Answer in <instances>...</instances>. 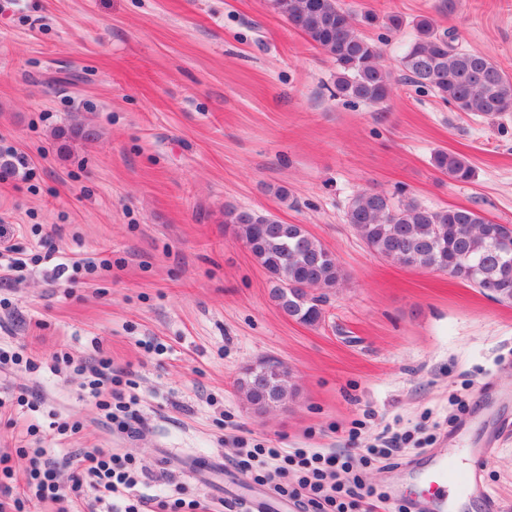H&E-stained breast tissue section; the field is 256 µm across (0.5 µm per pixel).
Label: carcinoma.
<instances>
[{
  "label": "carcinoma",
  "instance_id": "1",
  "mask_svg": "<svg viewBox=\"0 0 512 512\" xmlns=\"http://www.w3.org/2000/svg\"><path fill=\"white\" fill-rule=\"evenodd\" d=\"M270 7L302 32L311 45L336 65V96L369 105L384 103L391 92V72L377 45L360 33L372 21L340 0H269ZM415 39L400 58L404 78L431 91L458 112L494 119L512 112V76L489 56L454 45L451 32L440 33L433 19L414 21ZM93 141L98 132L76 120L57 140ZM433 166L451 180L467 183L474 176L470 160L438 150ZM225 223L266 271L270 298L289 318L315 327L323 320L322 297L344 280L336 258L303 224H284L272 214L230 208ZM346 221L366 247L397 265L439 270L487 292L501 304H512V224H494L465 207L434 209L413 199H395L363 190L352 200ZM279 361H260L244 369L238 390L256 410L286 405L297 391Z\"/></svg>",
  "mask_w": 512,
  "mask_h": 512
}]
</instances>
